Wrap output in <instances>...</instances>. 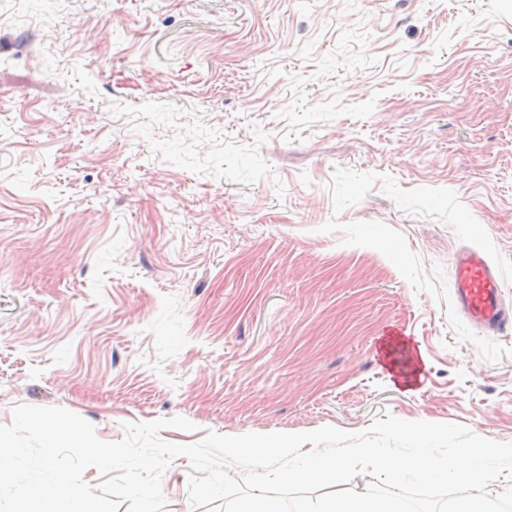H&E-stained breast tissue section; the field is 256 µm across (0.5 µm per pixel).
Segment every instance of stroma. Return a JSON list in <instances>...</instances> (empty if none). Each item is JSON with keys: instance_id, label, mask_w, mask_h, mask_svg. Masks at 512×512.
Returning a JSON list of instances; mask_svg holds the SVG:
<instances>
[{"instance_id": "1", "label": "stroma", "mask_w": 512, "mask_h": 512, "mask_svg": "<svg viewBox=\"0 0 512 512\" xmlns=\"http://www.w3.org/2000/svg\"><path fill=\"white\" fill-rule=\"evenodd\" d=\"M469 247L512 307V0H0V424L512 442ZM454 271L455 299L465 317L484 330L507 331L512 312L503 306L500 277L485 255L473 248L459 250Z\"/></svg>"}]
</instances>
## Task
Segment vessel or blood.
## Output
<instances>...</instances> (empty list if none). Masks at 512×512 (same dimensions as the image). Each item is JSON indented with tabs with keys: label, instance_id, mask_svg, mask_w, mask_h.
<instances>
[{
	"label": "vessel or blood",
	"instance_id": "1",
	"mask_svg": "<svg viewBox=\"0 0 512 512\" xmlns=\"http://www.w3.org/2000/svg\"><path fill=\"white\" fill-rule=\"evenodd\" d=\"M456 303L474 325L495 333L512 326V312L502 301L500 277L485 255L476 249L459 250L454 258Z\"/></svg>",
	"mask_w": 512,
	"mask_h": 512
}]
</instances>
